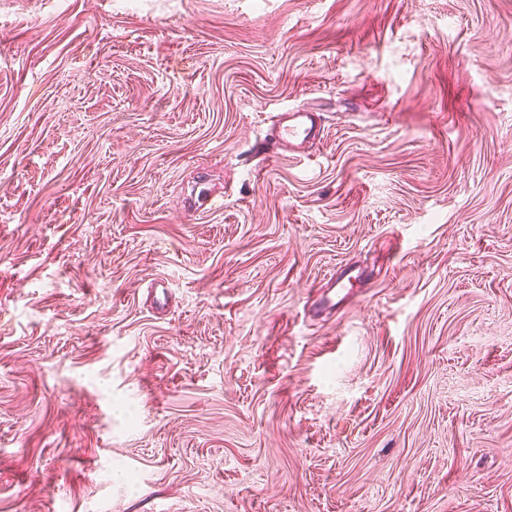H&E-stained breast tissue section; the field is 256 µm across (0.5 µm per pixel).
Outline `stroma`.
I'll use <instances>...</instances> for the list:
<instances>
[{
	"instance_id": "1",
	"label": "stroma",
	"mask_w": 512,
	"mask_h": 512,
	"mask_svg": "<svg viewBox=\"0 0 512 512\" xmlns=\"http://www.w3.org/2000/svg\"><path fill=\"white\" fill-rule=\"evenodd\" d=\"M0 512H512V0H0ZM318 118L316 112L301 109H288L280 113V118L274 127V134L282 143L288 146V155L292 151L303 148L318 134Z\"/></svg>"
}]
</instances>
